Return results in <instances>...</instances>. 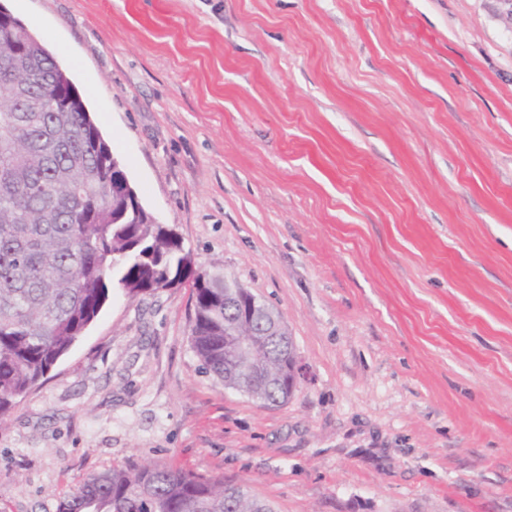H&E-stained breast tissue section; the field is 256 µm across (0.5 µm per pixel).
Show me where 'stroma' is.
I'll list each match as a JSON object with an SVG mask.
<instances>
[{"instance_id": "1", "label": "stroma", "mask_w": 512, "mask_h": 512, "mask_svg": "<svg viewBox=\"0 0 512 512\" xmlns=\"http://www.w3.org/2000/svg\"><path fill=\"white\" fill-rule=\"evenodd\" d=\"M67 69L196 268L303 376L205 372L188 287L111 288L0 421V512L116 464L275 512H512V20L500 0H0Z\"/></svg>"}]
</instances>
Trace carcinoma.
Masks as SVG:
<instances>
[{"label": "carcinoma", "mask_w": 512, "mask_h": 512, "mask_svg": "<svg viewBox=\"0 0 512 512\" xmlns=\"http://www.w3.org/2000/svg\"><path fill=\"white\" fill-rule=\"evenodd\" d=\"M110 144L67 72L26 25L0 26V422L69 352L116 285L135 297L190 282L192 348L230 383L224 274L184 264L179 238L136 200ZM286 344L264 339L251 395L288 400L279 383ZM58 512H274L222 478L122 465L95 474Z\"/></svg>", "instance_id": "obj_1"}]
</instances>
